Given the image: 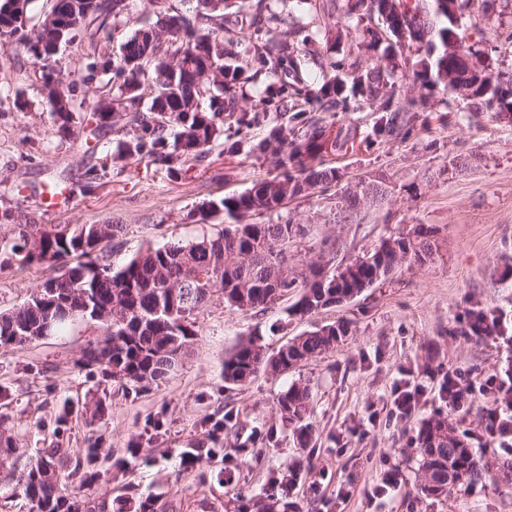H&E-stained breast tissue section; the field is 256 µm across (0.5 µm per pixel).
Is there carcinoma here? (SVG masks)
<instances>
[{"mask_svg":"<svg viewBox=\"0 0 512 512\" xmlns=\"http://www.w3.org/2000/svg\"><path fill=\"white\" fill-rule=\"evenodd\" d=\"M10 0H0V39H26L49 48L58 30L47 20L54 15L70 26L64 38L80 34L88 38L87 79L96 76V54L112 40V20L123 11L124 0H52L42 23L20 32L9 9ZM414 13L403 16L409 22L419 17L432 35L424 45H408L410 55L403 63L422 85L441 86L444 93L456 95L457 81L466 68L448 55V41L471 60V76L464 99L475 111L499 114L512 112V101L501 88L500 72L494 71L492 54L501 45L512 46V31L488 32L476 28V49L463 44L457 32L458 0H412ZM249 10V25L259 33L245 55L236 63L232 52L218 48L224 37L230 8ZM268 12L265 0H223L218 10L205 9L190 19L171 15L161 24L140 28L120 45L112 59L113 93L95 102L100 123L112 122L129 133L122 142L132 156L148 157L169 170L202 161L211 143L224 135V124L248 129L260 120V113L292 112L290 124L279 126L256 150L279 155L280 177L259 179L237 196L226 197L214 209L230 219L213 236H202L187 243H170L138 251L124 266L115 270L103 262L101 244L112 240L114 224H82L69 227H41L16 224L11 238L0 237V256L30 264L33 258L50 254L63 260L76 256L79 261L67 267L69 278L42 284L44 298L29 297L19 306L0 312V348H17L39 340L41 323L67 303L74 308L89 298L98 316L88 320L99 324L103 339L91 345L86 359L102 372L112 368V379L141 390L168 378L169 365L182 359L196 336L193 315L217 294L224 306L247 313L263 307L297 287L300 298L287 309L290 316L303 317L336 302L340 297L358 294L387 279L406 261H420L430 255L431 245L422 234L383 240L372 252L345 265L342 271L325 273L311 270V277L296 283L284 275L285 252L304 227L288 223L243 224L247 214H271L283 201L307 193V188L336 179V169L325 168L318 158L328 149L341 148L345 139L336 135L325 139L331 124L327 117L351 112L370 101L381 113L376 134L400 135L410 131L408 113L418 111L419 102L394 100L395 91L382 92L390 83L399 63L391 68L373 63L345 89L342 74L351 64L346 59L327 58L329 76L319 87L302 77L298 59L309 52L312 37L299 29L291 43H276L263 34ZM204 22L208 32L195 33L196 23ZM395 20L386 18V27L366 29V51L375 50L383 39H396ZM167 37L164 55H159L161 38ZM153 65L154 93L148 109L142 108L140 77ZM271 80L262 111L237 108L236 89L250 78ZM42 91L49 101L58 130L64 131L73 116L71 90L55 70L41 71ZM209 99V109L199 110L200 101ZM347 335V327L330 325L297 336L275 355H267L261 339L252 334L241 338L224 358V381L243 386L260 372L282 373L333 348ZM311 401L306 385H291L278 401L281 416L290 423L303 420ZM423 473L422 493L428 498H446L458 486L482 479L485 469L471 448L457 438L445 419H428L418 432ZM58 448H49L34 463L26 464L17 483L30 504V512H80L77 499L59 487L54 458ZM254 512H300L268 494L254 501Z\"/></svg>","mask_w":512,"mask_h":512,"instance_id":"obj_1","label":"carcinoma"}]
</instances>
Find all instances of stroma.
Listing matches in <instances>:
<instances>
[{"label": "stroma", "mask_w": 512, "mask_h": 512, "mask_svg": "<svg viewBox=\"0 0 512 512\" xmlns=\"http://www.w3.org/2000/svg\"><path fill=\"white\" fill-rule=\"evenodd\" d=\"M269 35L288 41L304 27L315 40L304 56V76L321 81L327 57L367 69L359 52L366 23L347 17V0H266ZM175 7L191 15L197 0H128L107 49L154 24ZM512 29V0H465L459 33L473 42L475 27ZM85 38L63 45L56 67L73 89L70 127L58 130L41 90L39 72L22 45L0 49V236L15 224H105L122 230L104 248V261L122 267L140 248L188 241L221 230L224 216L208 206L243 192L253 181L280 174L276 155L256 144L281 122L268 114L243 131L244 148L226 152L213 143L199 164L176 171L126 157L111 127L97 128L93 105L112 84L106 73L86 81ZM398 97L422 100L409 134L375 136L369 106L337 113L347 132L342 149L323 156L337 179L328 191L286 199L273 221L304 226L288 247L289 265L326 271L372 252L391 236L430 234L423 262L403 264L378 286L305 319L287 316L300 296L292 290L263 311L238 313L213 298L196 315L197 336L183 367L161 384L134 391L86 366L96 324L76 320L56 335L22 348L0 349V425L18 452L36 456L63 449L57 464L68 493L85 490L106 512H237V495L262 493L271 474L298 472L287 495L300 512H512V481L502 464L511 458L484 432L490 403L477 398L449 409L440 395L446 371L474 381L488 375L512 381V117L471 111L466 100L422 88L405 70L394 75ZM101 173L88 183L90 171ZM70 188L68 208L47 212L46 187ZM354 192L355 206L344 204ZM57 264L0 267V311L24 302ZM500 318L486 338L461 333L470 310ZM343 324L348 335L320 356L282 374H258L239 387L224 380V358L246 333L268 354L295 336ZM308 385L309 433L285 421L280 396ZM419 390L410 415L393 414L396 387ZM442 414L481 459L486 474L445 499L421 492L414 442L423 422ZM188 448L220 454L194 467ZM96 478L83 486V471ZM397 486L383 489L386 473Z\"/></svg>", "instance_id": "stroma-1"}]
</instances>
